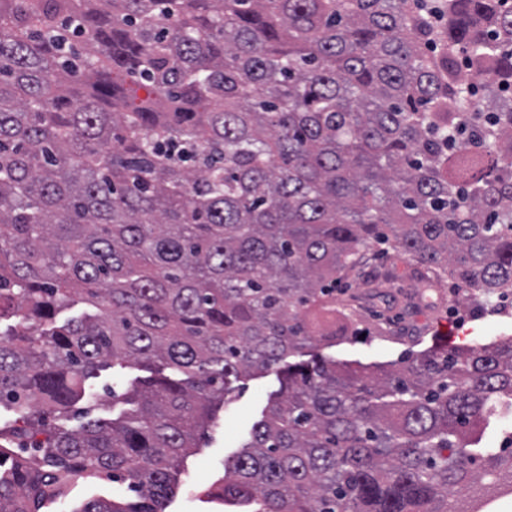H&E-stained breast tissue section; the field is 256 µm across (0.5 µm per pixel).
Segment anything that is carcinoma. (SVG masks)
Listing matches in <instances>:
<instances>
[{"mask_svg":"<svg viewBox=\"0 0 512 512\" xmlns=\"http://www.w3.org/2000/svg\"><path fill=\"white\" fill-rule=\"evenodd\" d=\"M485 75L487 87L471 82ZM512 296V0H0V406L36 434L109 360L163 377L0 469V512L75 477L164 512L232 380L354 333L389 251ZM82 315L57 323L75 304ZM512 338L289 371L216 495L250 512H471Z\"/></svg>","mask_w":512,"mask_h":512,"instance_id":"1","label":"carcinoma"}]
</instances>
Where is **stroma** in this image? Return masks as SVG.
Listing matches in <instances>:
<instances>
[{"label": "stroma", "instance_id": "obj_1", "mask_svg": "<svg viewBox=\"0 0 512 512\" xmlns=\"http://www.w3.org/2000/svg\"><path fill=\"white\" fill-rule=\"evenodd\" d=\"M387 269L390 279L374 281L367 276L368 266H361L351 288L336 297L337 306L353 312L356 335L333 346L312 345L288 363L235 383L230 401L197 436L194 453L184 459L177 493L166 512H231L229 506L210 499L209 493L223 483L225 460L249 441L254 424L280 391L289 365L330 358L391 367L423 354L440 355L448 348H472L512 336V297L502 299L493 313L473 303L460 304L447 279L423 281L401 254L392 255ZM444 324L454 328L446 340L439 334ZM155 376V371L133 363L117 361L101 367L86 380L84 397L68 413L47 415L46 422L56 429L75 431L87 414L119 417L129 409L123 394L143 388ZM126 494L124 484L79 477L70 483L66 496L43 501L40 512H78L87 501Z\"/></svg>", "mask_w": 512, "mask_h": 512}]
</instances>
